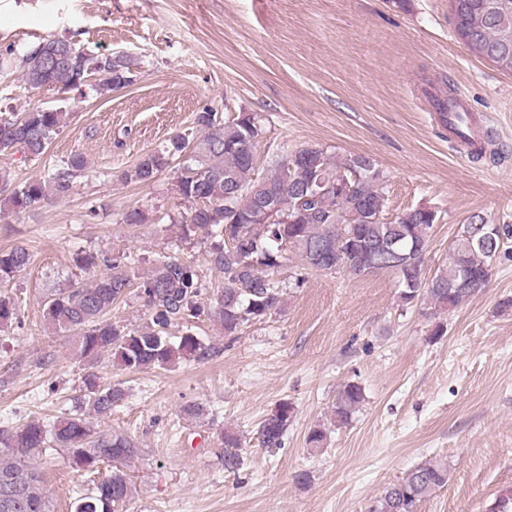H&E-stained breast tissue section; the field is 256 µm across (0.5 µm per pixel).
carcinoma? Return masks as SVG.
I'll return each mask as SVG.
<instances>
[{
  "instance_id": "1",
  "label": "carcinoma",
  "mask_w": 512,
  "mask_h": 512,
  "mask_svg": "<svg viewBox=\"0 0 512 512\" xmlns=\"http://www.w3.org/2000/svg\"><path fill=\"white\" fill-rule=\"evenodd\" d=\"M472 4L468 24L478 42L467 45L474 54L491 59L504 53L505 64L496 68L512 75V39L502 42V33H512V0H495L499 8L489 13V0H465ZM133 63L122 54L94 56L76 48L66 38L41 42L21 58L25 81L34 88L81 90L86 78L97 73L101 95L131 83ZM69 113L60 107H36L0 118V159L22 154L42 157L55 136L67 125ZM194 140L178 134L144 154L122 173L126 183L146 184L173 162L179 175L175 191L191 203V211L179 219L169 218L178 237L187 242L202 232L210 240L209 263L224 273V286L212 293L210 313L199 304L203 288L195 265L162 255L147 274L141 275L126 256L99 257L79 253L75 262L87 270L99 265L104 272L83 284L67 278L64 287L49 290L43 299V317L52 328L76 335V353L91 363L105 355L112 364L131 372L164 370L183 360L205 359L211 347L191 329L173 338L169 327L177 321L207 314L218 318L224 335L232 336L249 322H260L280 310L283 284L277 278L288 250L295 251L306 269L342 273L358 278L373 268L396 275L400 299L407 306L415 300L429 303L437 313L454 310L476 296L458 287L462 274L491 280L492 261L500 248L499 235L485 239L478 225L487 223L473 214L453 242L455 256L432 280L422 278L424 252L429 233L440 220L439 210L420 205L386 222L382 217L387 176L365 155L332 154L320 146L303 147L294 154L270 159L264 176L255 177L256 150L264 135L262 120L239 112L227 120L216 112L195 116ZM87 168V160L74 154L48 175L14 185L0 170V202L25 213L44 201L62 200L73 191L74 181ZM272 198L275 211L261 209ZM397 242L402 254L397 269L377 264L363 249L366 242ZM32 262L22 245L0 250V286L11 282ZM151 290L146 307L150 322L128 329L107 319L112 306L124 301L131 289ZM16 301L0 293V329L18 319ZM83 384L88 409H77L51 423L32 421L15 431L0 433V512H54L43 487L38 461L58 449L71 453L75 463L89 472L106 463L110 472L80 492L73 512H125L132 488L127 463L139 448L123 435H101L89 414L108 416L127 398L121 383L102 386L89 373ZM364 401L363 388L345 384L334 406L336 421L345 425ZM293 416L288 401L278 403L260 423L258 436L267 448H279ZM217 440L224 448V470L231 473L243 465L239 435L222 431ZM448 482V469L432 462L410 470L385 488L370 512H417L419 503Z\"/></svg>"
}]
</instances>
